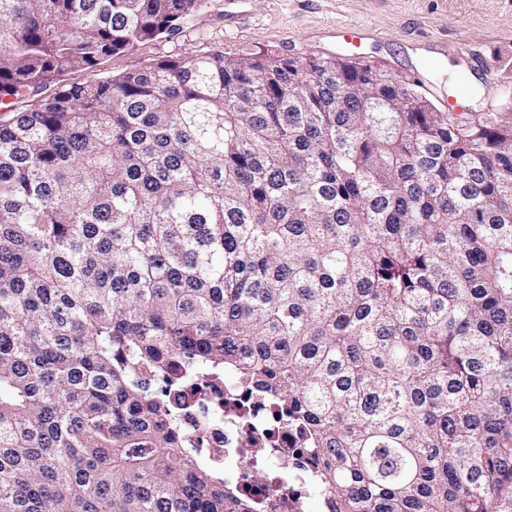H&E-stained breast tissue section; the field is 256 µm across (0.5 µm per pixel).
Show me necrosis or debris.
I'll return each mask as SVG.
<instances>
[{
    "label": "necrosis or debris",
    "mask_w": 512,
    "mask_h": 512,
    "mask_svg": "<svg viewBox=\"0 0 512 512\" xmlns=\"http://www.w3.org/2000/svg\"><path fill=\"white\" fill-rule=\"evenodd\" d=\"M273 415L267 404L245 403L239 384L228 380L221 415L193 418L187 425L205 451L223 461L225 484L246 498L253 512H308L319 487L317 474L291 435L270 434Z\"/></svg>",
    "instance_id": "obj_1"
}]
</instances>
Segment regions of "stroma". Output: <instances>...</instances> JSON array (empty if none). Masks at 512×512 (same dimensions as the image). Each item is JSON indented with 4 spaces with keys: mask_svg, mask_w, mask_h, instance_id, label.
Instances as JSON below:
<instances>
[{
    "mask_svg": "<svg viewBox=\"0 0 512 512\" xmlns=\"http://www.w3.org/2000/svg\"><path fill=\"white\" fill-rule=\"evenodd\" d=\"M368 33L345 40L350 28ZM473 45L484 63L459 56ZM227 56H342L377 62L391 75L424 82L443 106L462 96L473 112L494 110L512 121V0H204L180 28L94 67L65 69L58 84H92L161 59Z\"/></svg>",
    "mask_w": 512,
    "mask_h": 512,
    "instance_id": "1",
    "label": "stroma"
}]
</instances>
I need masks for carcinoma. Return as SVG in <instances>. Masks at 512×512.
I'll use <instances>...</instances> for the list:
<instances>
[{
	"instance_id": "obj_1",
	"label": "carcinoma",
	"mask_w": 512,
	"mask_h": 512,
	"mask_svg": "<svg viewBox=\"0 0 512 512\" xmlns=\"http://www.w3.org/2000/svg\"><path fill=\"white\" fill-rule=\"evenodd\" d=\"M204 0H0V512H251L185 447L229 376L328 512H512V122L375 62L166 59Z\"/></svg>"
}]
</instances>
